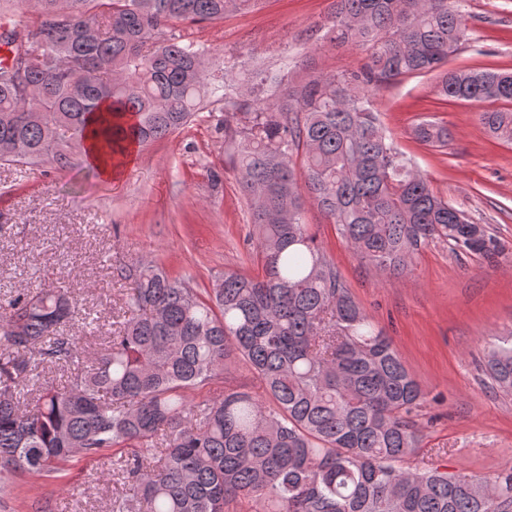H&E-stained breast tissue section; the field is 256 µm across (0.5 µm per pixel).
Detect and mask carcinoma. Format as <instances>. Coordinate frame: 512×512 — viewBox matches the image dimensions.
Segmentation results:
<instances>
[{
	"label": "carcinoma",
	"mask_w": 512,
	"mask_h": 512,
	"mask_svg": "<svg viewBox=\"0 0 512 512\" xmlns=\"http://www.w3.org/2000/svg\"><path fill=\"white\" fill-rule=\"evenodd\" d=\"M257 0H22L0 11V163L81 164L87 140L110 158L189 124L205 97L224 102L225 163L256 229V274L226 272L208 298L152 264L128 268L123 316L90 365L63 333L76 299L53 283L9 301L0 318V479L52 477L112 448L126 495L112 512H512V465L489 481L408 466L426 393L353 299L303 220L316 206L352 252L402 276L424 248L450 245L496 262L505 246L435 194L387 136L373 97L432 73L467 35L452 0H335L334 40L369 49L359 70L281 87L176 32ZM444 99L489 102L478 120L512 144V73L449 69ZM415 139L448 142L423 121ZM235 350L267 399L188 392L224 378ZM73 372L59 387L45 369ZM485 369L512 394V339Z\"/></svg>",
	"instance_id": "carcinoma-1"
}]
</instances>
